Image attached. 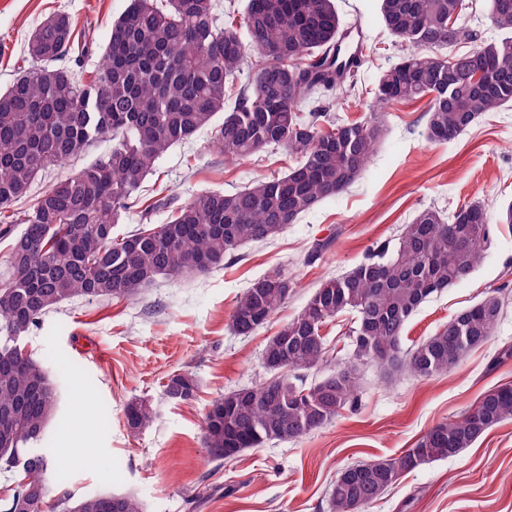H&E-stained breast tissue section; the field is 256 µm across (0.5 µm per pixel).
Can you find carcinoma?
<instances>
[{
    "label": "carcinoma",
    "instance_id": "cac0c4a2",
    "mask_svg": "<svg viewBox=\"0 0 512 512\" xmlns=\"http://www.w3.org/2000/svg\"><path fill=\"white\" fill-rule=\"evenodd\" d=\"M465 10L464 0H381L388 34L411 51L379 75L360 121L305 112L364 63L345 51L334 0H245L238 25L234 0H130L87 81L74 68L92 44L75 45L72 17L57 12L41 23L26 46L31 66L0 92V235L13 236L10 281L0 288V463L30 478L17 483L5 512H105L107 501L112 512H144L131 494L74 502L65 493L50 504L51 464L31 459L29 448L54 418L59 391L15 340L73 298L128 300L161 276L205 274L243 245L273 238L359 179L383 134L380 112L395 102L428 99L427 137L435 143L456 139L486 112L512 109V0H489L486 20L500 38L458 54L457 45L474 38ZM252 55L258 63L238 89ZM206 128L232 159L280 149L295 162L232 194L202 190L176 205L164 196L155 202L167 213L164 223L115 234L157 160ZM103 138L112 140L108 151L58 180L29 210L12 211L40 173ZM14 224L22 225L17 233ZM501 224L512 225L511 202L496 213L479 201L448 213L427 208L404 225L395 247L382 242L350 271L324 280L268 339L262 364L271 377L211 402L204 420L210 457L232 460L321 428L357 399L364 365L415 379L459 367L493 336L509 300L504 289L486 291L408 347L404 331L422 304L471 277ZM294 288L280 270L255 279L237 297L231 330L253 335ZM346 312L355 316L350 364L334 366L322 330ZM323 366L330 372L307 382ZM196 393L188 372L169 375L161 390L177 403ZM125 415L139 432L157 412L151 400L136 398ZM507 420L512 383L487 389L400 454L342 468L327 512H366L406 474L458 456Z\"/></svg>",
    "mask_w": 512,
    "mask_h": 512
}]
</instances>
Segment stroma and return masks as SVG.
Segmentation results:
<instances>
[{"instance_id": "1", "label": "stroma", "mask_w": 512, "mask_h": 512, "mask_svg": "<svg viewBox=\"0 0 512 512\" xmlns=\"http://www.w3.org/2000/svg\"><path fill=\"white\" fill-rule=\"evenodd\" d=\"M129 0H0V91L24 65L35 29L64 11L77 41L96 50L82 60L84 78L102 61L112 22ZM341 20L367 34L366 61L354 77L357 94L337 89L322 102L329 116L363 119L362 91L404 49L384 28L379 0H336ZM426 100L398 103L383 112L385 134L364 174L345 193L319 203L268 243L240 249L239 262L204 275L157 282L131 301L73 299L47 314L28 335L26 348L49 370L61 408L38 445L52 463L53 493L81 499L112 491L140 498L144 512H327L331 483L356 461L387 458L412 447L431 426L448 420L492 386L512 382V306L491 340L456 370L429 380L387 377L362 370L358 404L293 442L272 441L230 461L212 460L203 444V420L212 400L265 379L262 351L268 338L296 315L323 280L343 274L375 243L398 237L422 209L455 208L479 200L501 207L512 201V110L489 112L455 140L435 144L425 135ZM101 139L62 166L47 169L29 195V209L57 180L88 165L110 147ZM285 152L248 160L225 157L210 131L172 147L144 182L138 209L118 233L159 224V194L182 202L198 191L232 193L287 170ZM333 237L320 259L305 263L314 241ZM295 277L287 304L249 337L234 335L230 317L238 295L276 270ZM489 288L512 293V227L501 226L496 247L472 276L422 305L409 321L405 344L431 336L458 310ZM174 372L197 382L193 400L167 401L161 386ZM152 398L157 419L131 433L125 407ZM368 512H512V420L486 433L459 456L404 476Z\"/></svg>"}]
</instances>
